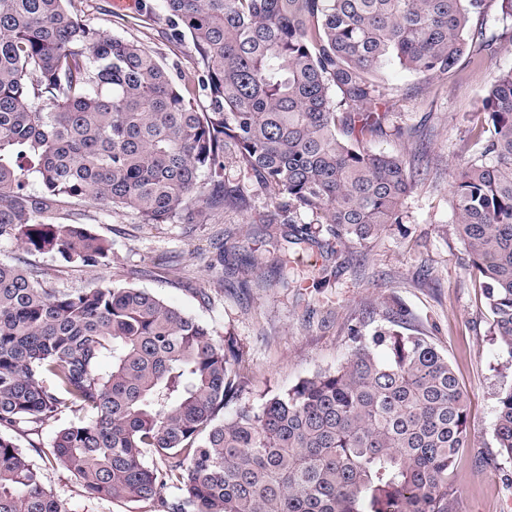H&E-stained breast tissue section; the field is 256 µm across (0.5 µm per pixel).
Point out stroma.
Wrapping results in <instances>:
<instances>
[{
	"label": "stroma",
	"instance_id": "stroma-1",
	"mask_svg": "<svg viewBox=\"0 0 512 512\" xmlns=\"http://www.w3.org/2000/svg\"><path fill=\"white\" fill-rule=\"evenodd\" d=\"M67 7L91 28L131 41L155 55L172 79L193 73L195 50L177 38L160 0H137L117 9L113 0H67ZM512 68V44L483 58H463L450 73L419 77L392 66L382 79L405 134L373 137L376 150L397 152L423 143L422 172L404 204L402 223L392 225L367 246L337 245L320 234V264L326 282L313 286L261 288L240 278H223L216 258L225 243L255 256L267 254L258 216L271 194L246 182V211L227 209L200 224H145L129 210L108 212L89 200L62 199L57 218L82 224L108 239L112 256L105 267H73L48 254L28 253L0 241V262L47 269L48 287L79 289L107 276L140 288L207 325L215 339L233 341L247 379V403L269 390H287L315 373L335 369L353 347L351 328L370 335L373 315L391 301L409 313L410 332L426 336L448 357L466 396L471 445L453 469L459 512H512V461L503 458L493 435L499 392L512 385V358L494 339L492 317L480 279L453 224L450 182L468 160V130L491 72ZM72 413L39 423L12 437L41 472L45 487L67 512H164L176 490L145 501L86 498L78 479L56 459V433Z\"/></svg>",
	"mask_w": 512,
	"mask_h": 512
}]
</instances>
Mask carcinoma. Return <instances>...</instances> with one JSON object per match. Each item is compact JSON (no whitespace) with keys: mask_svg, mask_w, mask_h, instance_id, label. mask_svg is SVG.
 <instances>
[{"mask_svg":"<svg viewBox=\"0 0 512 512\" xmlns=\"http://www.w3.org/2000/svg\"><path fill=\"white\" fill-rule=\"evenodd\" d=\"M196 53L191 85L173 83L139 45L95 31L66 0H0V239L77 267L108 266L112 244L56 222L61 197L145 224H195L249 205L227 166L274 193L262 219L269 267L294 279L282 242L319 245L302 213L366 245L403 219L411 158L376 151L391 65L446 75L466 55L512 43L470 16L491 0H162ZM471 155L451 207L484 280L493 332L512 358V69L474 112ZM35 177L41 191H25ZM262 269L251 255L235 263ZM49 273L0 263V429L66 412L54 454L89 499L141 501L169 484L167 512H458L454 461L468 447L457 376L396 305L333 371L240 403L232 344L153 294L108 280L45 286ZM237 404L226 416L224 409ZM494 436L512 459V386ZM150 449L161 461L145 463ZM0 512H67L14 439L0 432Z\"/></svg>","mask_w":512,"mask_h":512,"instance_id":"obj_1","label":"carcinoma"}]
</instances>
